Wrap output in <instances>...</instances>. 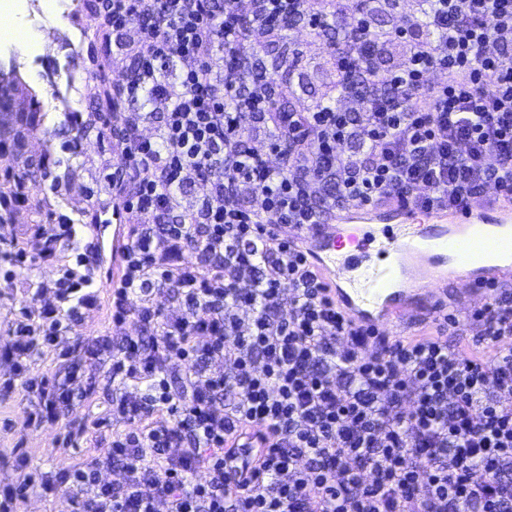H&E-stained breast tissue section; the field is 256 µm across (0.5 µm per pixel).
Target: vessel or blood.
I'll return each mask as SVG.
<instances>
[{
  "label": "vessel or blood",
  "mask_w": 512,
  "mask_h": 512,
  "mask_svg": "<svg viewBox=\"0 0 512 512\" xmlns=\"http://www.w3.org/2000/svg\"><path fill=\"white\" fill-rule=\"evenodd\" d=\"M360 225L339 231L324 225L310 235L308 252L350 322L386 332L407 320L416 305L430 315L446 308L436 281L448 278L468 285L477 305L490 300V284L506 275L505 267L490 263L486 254L467 248L483 237L488 225L499 226L498 248L512 252V203L488 195L453 210L416 205L360 208ZM113 234L104 224L89 225L96 245L105 236L121 242L126 230L120 209H113Z\"/></svg>",
  "instance_id": "vessel-or-blood-1"
}]
</instances>
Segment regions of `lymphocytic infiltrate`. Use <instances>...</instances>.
I'll return each instance as SVG.
<instances>
[{
  "mask_svg": "<svg viewBox=\"0 0 512 512\" xmlns=\"http://www.w3.org/2000/svg\"><path fill=\"white\" fill-rule=\"evenodd\" d=\"M425 3L385 37L356 13L337 70L360 97L355 114L269 111L222 64L240 45L276 41L287 19L322 33L323 5L101 0L113 45L133 47L124 98L147 96L164 116L150 135L147 113L108 116L112 198L130 226L109 310L113 326L140 331L72 343L97 303L84 225L53 216L0 234L8 286L58 261L59 244L76 251L11 312L0 404L22 397L25 428L62 421L72 442L106 423L66 422L103 368L126 428L48 479L14 452L19 479L0 488V512L34 492L67 497L71 512H157L162 502L168 512H512V347L501 345L512 296L493 293L471 314L468 346H449L451 313L426 333L376 342L352 328L288 233L360 205L450 210L490 188L512 199V0ZM394 50L401 63L380 72ZM355 141L357 155L346 150ZM198 181L205 193L187 201ZM46 349L55 371L31 374ZM112 466L116 485L100 479Z\"/></svg>",
  "mask_w": 512,
  "mask_h": 512,
  "instance_id": "obj_1",
  "label": "lymphocytic infiltrate"
}]
</instances>
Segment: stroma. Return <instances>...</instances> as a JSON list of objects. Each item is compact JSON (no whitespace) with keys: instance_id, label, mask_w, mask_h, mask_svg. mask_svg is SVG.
I'll list each match as a JSON object with an SVG mask.
<instances>
[{"instance_id":"obj_1","label":"stroma","mask_w":512,"mask_h":512,"mask_svg":"<svg viewBox=\"0 0 512 512\" xmlns=\"http://www.w3.org/2000/svg\"><path fill=\"white\" fill-rule=\"evenodd\" d=\"M72 2L73 12L66 29L53 33L41 48L24 54L9 37L0 36V69L16 70L20 79L17 104L37 112L35 123L24 132L18 156L23 160H49V177L33 179L27 196L66 216L77 209L87 210L94 203L108 202L107 176L111 172L108 139L93 132L82 134L80 127L68 122L67 115L72 111H98L100 84L121 79L111 56L104 52L102 31L84 38L77 31L85 13L97 12L99 0ZM77 138L81 139L83 150L75 154L70 145ZM97 289L99 304L85 310L81 333H136L138 327L132 322L120 329L113 327L108 312L111 284L105 277H98ZM24 408V402L18 400L0 407V418L8 417L13 422L10 429H0V486L18 478L3 460L14 448L27 451L32 467L48 476L83 461L91 453L86 441L64 443L59 425L49 424L34 433L27 430L23 425Z\"/></svg>"}]
</instances>
